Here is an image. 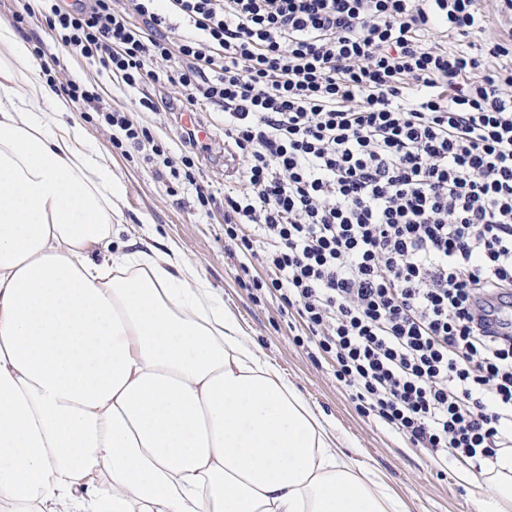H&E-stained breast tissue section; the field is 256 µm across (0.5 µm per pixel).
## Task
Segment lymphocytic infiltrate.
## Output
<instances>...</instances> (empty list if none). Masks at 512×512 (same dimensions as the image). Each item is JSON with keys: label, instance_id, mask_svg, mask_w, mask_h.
<instances>
[{"label": "lymphocytic infiltrate", "instance_id": "f902f5d3", "mask_svg": "<svg viewBox=\"0 0 512 512\" xmlns=\"http://www.w3.org/2000/svg\"><path fill=\"white\" fill-rule=\"evenodd\" d=\"M155 2L13 18L118 83L222 107L245 163L224 237L259 253L252 288L295 309L362 416L440 467L511 448L512 330L490 319L512 299V30L470 42L477 0Z\"/></svg>", "mask_w": 512, "mask_h": 512}]
</instances>
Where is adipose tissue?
Instances as JSON below:
<instances>
[{"mask_svg": "<svg viewBox=\"0 0 512 512\" xmlns=\"http://www.w3.org/2000/svg\"><path fill=\"white\" fill-rule=\"evenodd\" d=\"M39 69L0 22V512H405L176 245L115 243L123 183ZM467 479L512 512V448Z\"/></svg>", "mask_w": 512, "mask_h": 512, "instance_id": "1", "label": "adipose tissue"}]
</instances>
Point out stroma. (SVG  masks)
<instances>
[{
  "mask_svg": "<svg viewBox=\"0 0 512 512\" xmlns=\"http://www.w3.org/2000/svg\"><path fill=\"white\" fill-rule=\"evenodd\" d=\"M47 55L59 64L53 76L57 84L76 80L99 91V111L84 112L70 105L69 120L84 128L94 148L109 162L126 187L122 204L123 239L156 237L173 241L188 261L196 265L223 299L225 309L242 324L262 356L292 382L301 394L333 424L344 450H353L365 464L374 467L404 501L407 512H479L478 495L462 480V464L452 461L436 467L430 452L412 446L388 426L361 416L337 383L330 360L313 357L309 348L295 344L305 327L295 310L285 309L272 294L254 298L241 287L235 266L237 257L224 248V188L239 184L243 163L224 152V116L214 106L194 112L193 117L209 130L196 149V185L211 186L217 202L201 207L195 185L157 176L148 163L150 146L112 145L113 129L103 119L102 109L127 111L134 123L150 129L166 156L180 158L186 151L180 138L185 93L168 82L137 88L121 87L100 65L70 55L63 48L48 46ZM151 97L156 111L137 108L141 97Z\"/></svg>",
  "mask_w": 512,
  "mask_h": 512,
  "instance_id": "35a3bbf8",
  "label": "stroma"
}]
</instances>
